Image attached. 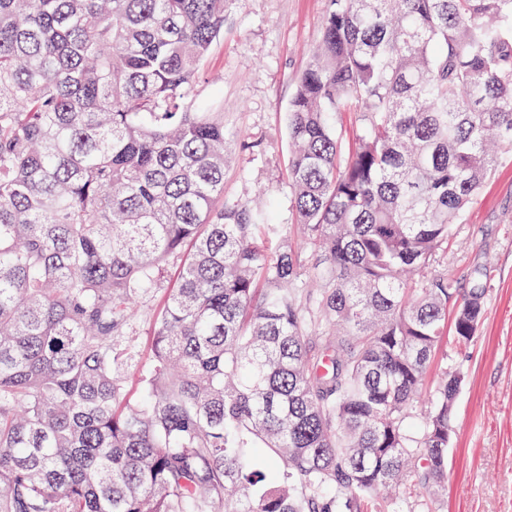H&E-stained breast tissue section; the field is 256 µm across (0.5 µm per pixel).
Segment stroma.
Instances as JSON below:
<instances>
[{"mask_svg": "<svg viewBox=\"0 0 512 512\" xmlns=\"http://www.w3.org/2000/svg\"><path fill=\"white\" fill-rule=\"evenodd\" d=\"M327 0H225L224 34L196 88L201 104L224 112V200L274 207L288 223L287 117L297 80L320 39ZM439 268L458 286L486 275V314L466 350L442 345L432 367L459 366L441 512H512V152L455 225ZM143 299L131 333L136 366L150 357L153 320L167 284Z\"/></svg>", "mask_w": 512, "mask_h": 512, "instance_id": "obj_1", "label": "stroma"}]
</instances>
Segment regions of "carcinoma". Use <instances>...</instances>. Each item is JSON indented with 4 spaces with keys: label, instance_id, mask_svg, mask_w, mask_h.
Returning <instances> with one entry per match:
<instances>
[{
    "label": "carcinoma",
    "instance_id": "obj_1",
    "mask_svg": "<svg viewBox=\"0 0 512 512\" xmlns=\"http://www.w3.org/2000/svg\"><path fill=\"white\" fill-rule=\"evenodd\" d=\"M223 32L224 0H0V512H418L417 486L441 512L463 374L420 393L487 289L436 262L512 149V0H327L288 112L299 243L216 205L194 90ZM165 278L154 287L152 291L141 300V306L137 313L131 333V346L135 352V368H141L148 363L150 357V337L153 320L163 302L165 289L173 283L176 276V266L168 264L165 267ZM134 368V369H135Z\"/></svg>",
    "mask_w": 512,
    "mask_h": 512
}]
</instances>
